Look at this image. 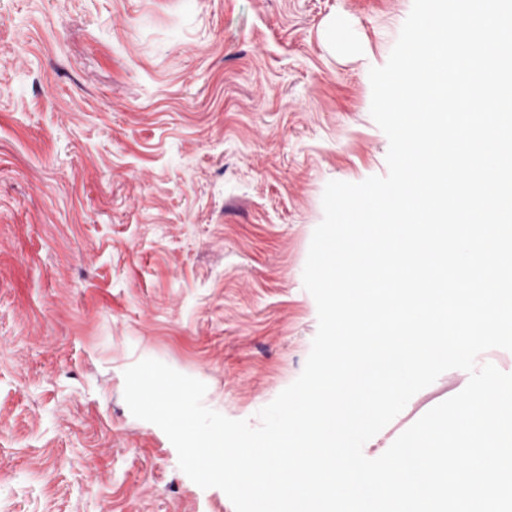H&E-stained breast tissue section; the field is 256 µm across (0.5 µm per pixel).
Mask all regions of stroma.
I'll use <instances>...</instances> for the list:
<instances>
[{"label": "stroma", "mask_w": 512, "mask_h": 512, "mask_svg": "<svg viewBox=\"0 0 512 512\" xmlns=\"http://www.w3.org/2000/svg\"><path fill=\"white\" fill-rule=\"evenodd\" d=\"M411 2L0 0V512H235L124 373L159 360L254 426L297 379L323 191L388 172L369 70Z\"/></svg>", "instance_id": "obj_1"}]
</instances>
